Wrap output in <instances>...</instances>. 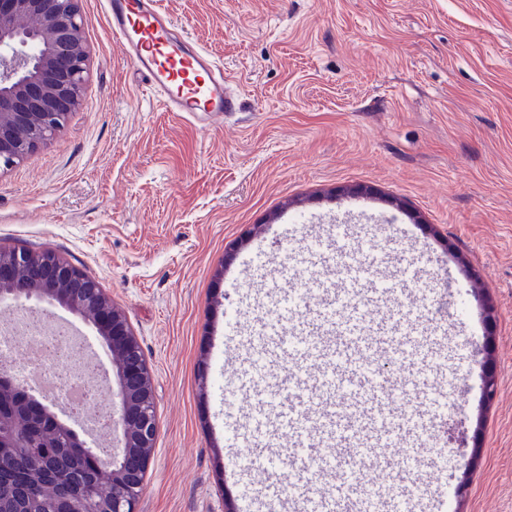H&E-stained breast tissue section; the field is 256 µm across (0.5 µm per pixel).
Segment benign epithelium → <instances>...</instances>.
<instances>
[{
  "instance_id": "obj_1",
  "label": "benign epithelium",
  "mask_w": 512,
  "mask_h": 512,
  "mask_svg": "<svg viewBox=\"0 0 512 512\" xmlns=\"http://www.w3.org/2000/svg\"><path fill=\"white\" fill-rule=\"evenodd\" d=\"M80 0H0V172L24 160L59 131L82 103L89 80ZM90 316L95 335L120 360L121 448L107 454L113 486L105 497L70 470L50 473L53 492L28 512H136L157 434L152 372L122 311L99 284L51 251L0 254V307L39 304ZM8 443L45 468L48 448L66 456L87 443L27 388L0 373V445Z\"/></svg>"
}]
</instances>
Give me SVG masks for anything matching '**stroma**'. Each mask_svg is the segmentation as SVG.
Wrapping results in <instances>:
<instances>
[{"label":"stroma","mask_w":512,"mask_h":512,"mask_svg":"<svg viewBox=\"0 0 512 512\" xmlns=\"http://www.w3.org/2000/svg\"><path fill=\"white\" fill-rule=\"evenodd\" d=\"M222 66L239 109L165 111L112 37L103 0H80L90 80L53 138L0 173V248L53 251L125 314L152 371L158 432L137 512H238L239 484L273 498L267 467L225 456V382L250 358L245 330L314 306L317 233L355 216L362 263L421 267L464 317L442 364H390L400 383L452 387L453 453L434 482L447 512H512V0H158ZM403 234L385 238L382 222ZM263 247L264 268L242 275ZM494 313L495 332L485 317ZM99 365L113 411L116 370L92 328L60 308ZM494 356L497 394L481 365ZM466 492H459L460 481Z\"/></svg>","instance_id":"1"}]
</instances>
